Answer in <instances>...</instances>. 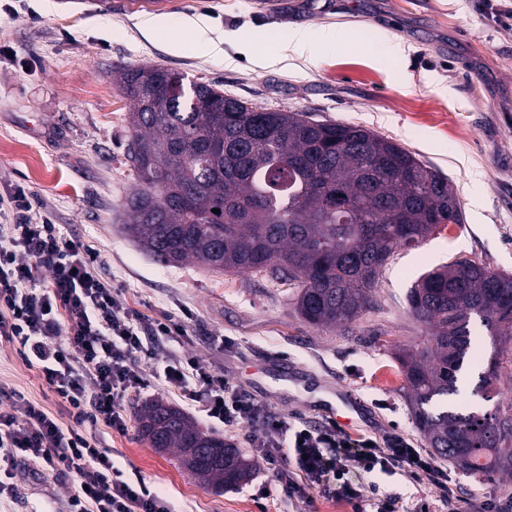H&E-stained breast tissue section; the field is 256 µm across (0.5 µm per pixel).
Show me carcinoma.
I'll list each match as a JSON object with an SVG mask.
<instances>
[{"mask_svg":"<svg viewBox=\"0 0 512 512\" xmlns=\"http://www.w3.org/2000/svg\"><path fill=\"white\" fill-rule=\"evenodd\" d=\"M132 103L126 160L137 182L124 201L127 234L165 265L264 274L297 289L295 309L316 328H352L375 309L374 285L397 251L437 227L463 223L448 178L369 129L304 112L265 111L164 67L115 71ZM220 213H214V210ZM410 315L431 330L398 355L428 447L473 478L512 475V276L468 259L422 274ZM494 347L477 392L492 412L448 397L471 362V321ZM150 445L215 487L248 480L255 464L180 410L139 416Z\"/></svg>","mask_w":512,"mask_h":512,"instance_id":"carcinoma-1","label":"carcinoma"}]
</instances>
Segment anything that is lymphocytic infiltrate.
<instances>
[{
	"mask_svg": "<svg viewBox=\"0 0 512 512\" xmlns=\"http://www.w3.org/2000/svg\"><path fill=\"white\" fill-rule=\"evenodd\" d=\"M97 263L96 253L66 239L47 213L32 212L25 189L15 191L10 209L0 208V340L14 346L68 413L63 423L24 393H6L0 506L16 500L12 477L28 464L71 482L58 512H176L164 491L126 477L104 436L127 431L130 393L158 386L193 402L212 426L243 432L289 497L331 483L353 512L368 502L376 512H400L396 498H370L348 480L354 469L397 470L456 503L447 470L398 430L377 440L352 437L330 418L309 424L273 410L205 360L170 350L186 334L182 322L149 318L121 302ZM141 356L152 362L145 376L132 369Z\"/></svg>",
	"mask_w": 512,
	"mask_h": 512,
	"instance_id": "f902f5d3",
	"label": "lymphocytic infiltrate"
}]
</instances>
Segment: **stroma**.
<instances>
[{
  "label": "stroma",
  "instance_id": "stroma-1",
  "mask_svg": "<svg viewBox=\"0 0 512 512\" xmlns=\"http://www.w3.org/2000/svg\"><path fill=\"white\" fill-rule=\"evenodd\" d=\"M482 3L0 0V198L24 187L34 210L50 211L67 237L98 254L102 275L122 300L152 317H181L187 334L180 349L201 355L273 409L315 422L346 392L360 409L352 435L395 427L424 447L397 359L428 337L408 312L410 288L426 271L459 258L512 274V34L487 19ZM151 15L166 16L170 33L146 38L140 24ZM186 16L210 22L224 39L223 55L169 49ZM298 27H330L340 38L314 46L312 60L294 57L275 68L246 50L257 41L276 51ZM388 40L404 53L382 52ZM157 64L269 111H302L393 139L447 176L463 224L437 229L391 257L375 287L376 310L346 335L302 320L289 285L256 273L159 264L124 230L122 201L135 183L125 158L132 105L112 81L116 68ZM217 336L227 346L215 345ZM471 344L477 361L459 382L460 397L468 410L491 411L494 402L474 392L491 353L480 322L471 324ZM0 386L60 411L7 342L0 343ZM155 399L185 405L159 389L133 395L127 432L108 433L107 446L130 478L166 490L178 512H352L325 484L310 486L307 498H289L262 467L233 489L205 485L141 438L137 415ZM349 478L400 497L406 512L424 501L432 512H448L429 485L400 474L355 469ZM17 483L11 512H44L69 489L28 466ZM265 488L270 495L261 511L256 500Z\"/></svg>",
  "mask_w": 512,
  "mask_h": 512
}]
</instances>
